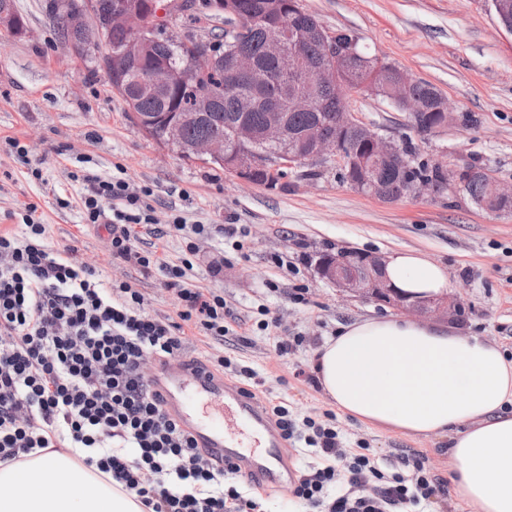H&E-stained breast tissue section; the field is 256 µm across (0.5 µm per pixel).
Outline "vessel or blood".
<instances>
[{
    "instance_id": "1",
    "label": "vessel or blood",
    "mask_w": 512,
    "mask_h": 512,
    "mask_svg": "<svg viewBox=\"0 0 512 512\" xmlns=\"http://www.w3.org/2000/svg\"><path fill=\"white\" fill-rule=\"evenodd\" d=\"M167 414L196 448L240 477L274 483L271 463H286L287 442L246 387L184 358L168 360L150 375Z\"/></svg>"
}]
</instances>
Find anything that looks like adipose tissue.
I'll use <instances>...</instances> for the list:
<instances>
[{
  "label": "adipose tissue",
  "instance_id": "1",
  "mask_svg": "<svg viewBox=\"0 0 512 512\" xmlns=\"http://www.w3.org/2000/svg\"><path fill=\"white\" fill-rule=\"evenodd\" d=\"M392 284L417 294L448 290L445 269L414 250L387 257ZM314 370L337 410L368 426L448 438L455 497L474 512H512V361L477 339L396 318L342 326ZM81 449L38 450L0 465V512H142L80 461Z\"/></svg>",
  "mask_w": 512,
  "mask_h": 512
}]
</instances>
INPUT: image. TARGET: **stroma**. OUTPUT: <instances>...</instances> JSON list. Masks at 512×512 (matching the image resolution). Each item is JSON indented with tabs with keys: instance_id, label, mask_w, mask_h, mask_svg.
<instances>
[{
	"instance_id": "1",
	"label": "stroma",
	"mask_w": 512,
	"mask_h": 512,
	"mask_svg": "<svg viewBox=\"0 0 512 512\" xmlns=\"http://www.w3.org/2000/svg\"><path fill=\"white\" fill-rule=\"evenodd\" d=\"M29 28L0 32V230H15L26 205L46 227L56 253L88 267L103 287L126 281L145 295L149 314L176 319L177 299L162 275L143 277L113 262L108 232L86 224L82 198L92 179L119 177L149 190L154 228L136 246L158 248L180 263L184 232L173 216L205 225L188 283L223 294L228 331L219 339L186 333L185 357H230L264 379L261 401L287 399L296 419L335 425L349 447L370 448L391 473L400 457L420 453L443 485L451 483L447 439L413 438L367 426L337 411L313 377L317 351L342 325L393 311L340 293L315 270L320 254L351 247L389 254L416 250L448 271V291L464 304L450 330L500 348L512 360V215H497L453 193L392 204L355 192L336 165L303 179L290 169L276 189L240 183L219 168L188 160L147 137L104 73L61 44L43 0H15ZM329 31L346 29L370 53L448 98L447 127L417 143L425 159L451 168L475 164L512 184V33L492 0H301ZM350 109L381 133L402 137L409 119L387 99L355 96ZM17 145H10V138ZM276 318L278 328L263 325ZM300 338L294 354L278 357L273 335Z\"/></svg>"
}]
</instances>
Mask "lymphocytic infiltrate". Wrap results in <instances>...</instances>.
Instances as JSON below:
<instances>
[{"label": "lymphocytic infiltrate", "mask_w": 512, "mask_h": 512, "mask_svg": "<svg viewBox=\"0 0 512 512\" xmlns=\"http://www.w3.org/2000/svg\"><path fill=\"white\" fill-rule=\"evenodd\" d=\"M83 210L87 223L109 228L114 260L164 277L178 318L149 315L129 284L101 287L92 270L49 249L34 220L18 234L0 231V463L36 448H83L84 464L109 475L144 512H261L232 470L169 418L141 371L145 356H180L186 329L215 338L227 331L223 295L186 281L194 242L178 264L139 250L136 228L151 224V208L120 178L94 179ZM269 410L283 437L302 438L315 459L293 486L312 512H394L444 493L421 458L410 474L387 476L365 448L344 447L335 427L295 422L283 402ZM361 485L367 493L354 495Z\"/></svg>", "instance_id": "obj_1"}]
</instances>
